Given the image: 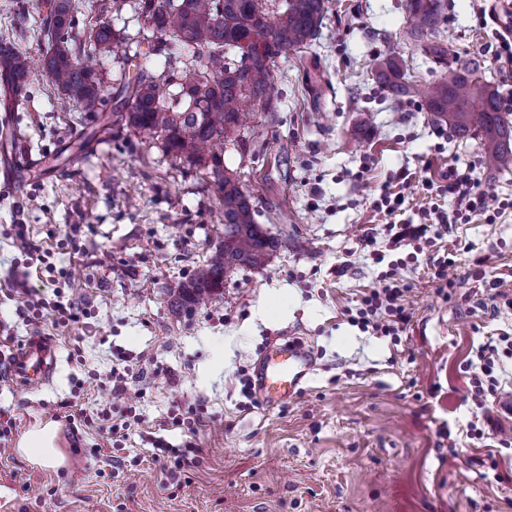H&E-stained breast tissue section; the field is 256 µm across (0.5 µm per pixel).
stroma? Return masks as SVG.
<instances>
[{
    "label": "stroma",
    "mask_w": 512,
    "mask_h": 512,
    "mask_svg": "<svg viewBox=\"0 0 512 512\" xmlns=\"http://www.w3.org/2000/svg\"><path fill=\"white\" fill-rule=\"evenodd\" d=\"M441 2L443 64L408 36L407 0H326L316 40L276 64V111L224 141V165L251 195L258 224L288 245L266 267L228 272L188 314L171 298L224 241L205 168L118 128L79 147L90 116L34 76L8 144L27 164L16 186L0 184V411L13 422L0 437V512H512V482L495 480L512 471V448L499 445L512 436L502 409L512 381L481 409L466 373L474 348L512 334V308L470 311L483 292L475 257L488 256L487 274L512 272V213L444 233L438 245L457 260L449 290L431 250L413 258L391 248L373 206L398 170L435 177L481 157L479 139L456 138L421 99L397 100L378 77L379 58L392 55L421 87L452 61L500 87L479 52L491 31L474 7L503 19L502 0ZM107 3L83 0L80 28L108 23L139 64L163 69L169 54L133 7L117 15ZM47 12L46 0H0V42L40 61ZM74 224L83 227L76 254ZM21 227L56 266L75 267L84 311L75 323L42 319L36 332L55 340L58 361L52 381L31 389L1 371L36 333L18 289L47 300L54 290L15 250ZM369 232L410 285L412 321L395 340L346 315L381 271L362 244ZM292 341L314 362L301 391L277 407L242 396L239 375L253 377L268 350ZM116 349L128 361H116ZM116 369L149 375L142 395H113ZM103 408L109 421L96 418ZM485 414L493 437L480 444L466 432ZM123 421L128 437L111 443L110 423ZM48 422L62 454L54 467L18 450ZM145 432L174 447L195 443L181 482L163 477Z\"/></svg>",
    "instance_id": "35a3bbf8"
}]
</instances>
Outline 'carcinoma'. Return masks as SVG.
Listing matches in <instances>:
<instances>
[{
    "label": "carcinoma",
    "mask_w": 512,
    "mask_h": 512,
    "mask_svg": "<svg viewBox=\"0 0 512 512\" xmlns=\"http://www.w3.org/2000/svg\"><path fill=\"white\" fill-rule=\"evenodd\" d=\"M78 0H50L45 18L49 50L41 72L64 97L99 121L103 131L120 125L137 135L164 138L167 154L208 170L220 193L224 244L216 248L181 288L177 304L192 309L204 296L223 287L224 274L240 266L268 264L278 241L260 230L251 196L239 179L224 168L223 155L205 151L226 134L247 127L258 109L273 112V70L278 57L308 45L316 37L325 0H282L270 8L265 0H138V14L159 34L160 43L178 53L187 50L193 61L176 70L157 73L140 68L126 81L115 111L98 72L85 63L94 56L118 55L121 38L107 23L76 32ZM406 22L421 38L436 31L440 0H407ZM267 37L264 52L245 51L243 42ZM240 60L227 62L228 54ZM469 68L452 69L435 82L426 98V111L448 122L456 137H480L484 163L512 168V114L501 110L495 89L475 78ZM379 75L397 99L415 89L404 81L399 62L385 57ZM33 77L29 58L16 51L0 63V99L14 100ZM174 91L165 95L162 89Z\"/></svg>",
    "instance_id": "cac0c4a2"
}]
</instances>
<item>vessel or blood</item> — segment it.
<instances>
[{
	"label": "vessel or blood",
	"instance_id": "b4317fda",
	"mask_svg": "<svg viewBox=\"0 0 512 512\" xmlns=\"http://www.w3.org/2000/svg\"><path fill=\"white\" fill-rule=\"evenodd\" d=\"M55 364L54 342L39 336L12 355L8 370L18 382L44 383L52 378ZM311 369L312 362L301 345L271 348L256 370L257 392L267 405L277 406L298 393Z\"/></svg>",
	"mask_w": 512,
	"mask_h": 512
}]
</instances>
